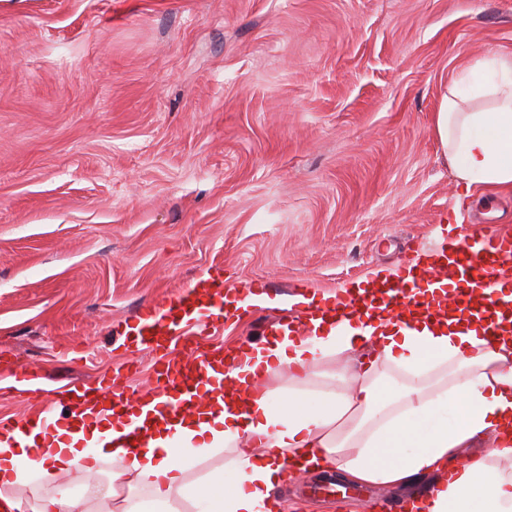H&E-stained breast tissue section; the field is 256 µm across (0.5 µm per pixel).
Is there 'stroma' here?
I'll return each instance as SVG.
<instances>
[{"instance_id": "1", "label": "stroma", "mask_w": 512, "mask_h": 512, "mask_svg": "<svg viewBox=\"0 0 512 512\" xmlns=\"http://www.w3.org/2000/svg\"><path fill=\"white\" fill-rule=\"evenodd\" d=\"M512 54V0H0V353L89 383L152 353L142 306L222 269L316 291L512 228L432 135L445 85ZM308 512L405 498L343 476Z\"/></svg>"}]
</instances>
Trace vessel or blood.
Returning <instances> with one entry per match:
<instances>
[{"mask_svg": "<svg viewBox=\"0 0 512 512\" xmlns=\"http://www.w3.org/2000/svg\"><path fill=\"white\" fill-rule=\"evenodd\" d=\"M273 293L260 278L233 288L220 270L190 282L167 301L143 309L128 330L135 344L155 355L153 384L137 397L127 396L116 378L51 388L37 367L17 361L0 371V392L22 398L46 397L50 405L23 417L0 416V442L38 434L46 444L84 447L73 439L78 424L111 419L125 411L120 434L124 448L138 453L147 447L149 429L141 414L155 423L170 416L217 405L231 383L229 373L249 367L247 353L224 355L220 348L205 350L186 341V331L201 336L233 320L242 298L264 304ZM394 316L410 325L416 320L436 322L457 318L479 325L487 342L512 332V237L484 234L478 247L448 235L436 247L408 259L392 277L382 281L353 279L317 304L284 310L276 323L290 333L310 332L320 318L341 320L360 314L371 321L374 312Z\"/></svg>", "mask_w": 512, "mask_h": 512, "instance_id": "obj_1", "label": "vessel or blood"}]
</instances>
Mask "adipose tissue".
<instances>
[{
  "instance_id": "adipose-tissue-1",
  "label": "adipose tissue",
  "mask_w": 512,
  "mask_h": 512,
  "mask_svg": "<svg viewBox=\"0 0 512 512\" xmlns=\"http://www.w3.org/2000/svg\"><path fill=\"white\" fill-rule=\"evenodd\" d=\"M432 133L465 190L512 189V56L476 61L446 86ZM252 357L237 378L246 403L228 399L207 417L158 428L140 454L118 441L97 447L96 430L90 450L32 437L0 443V512H142L136 486L155 512H183V457L217 449L236 476L218 512H288L274 494L287 465L375 486L427 480L409 512H512V336L492 345L474 326L385 317L365 326L351 315L304 336L272 329ZM478 439L483 453L462 457ZM104 457L120 466L103 486L95 462ZM48 470L49 491L33 501L18 494Z\"/></svg>"
}]
</instances>
